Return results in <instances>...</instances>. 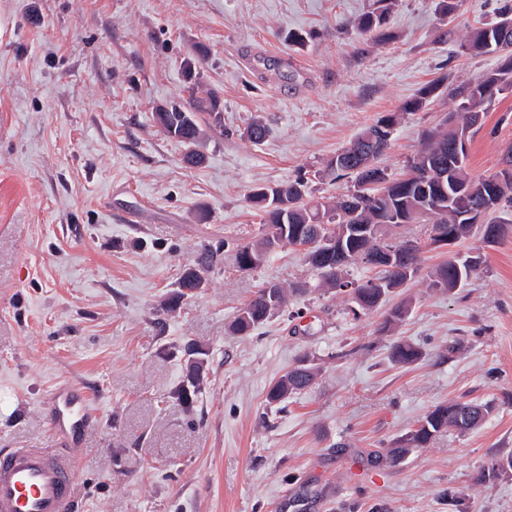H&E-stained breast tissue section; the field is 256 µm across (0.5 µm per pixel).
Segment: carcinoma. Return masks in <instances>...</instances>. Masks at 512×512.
Wrapping results in <instances>:
<instances>
[{
  "instance_id": "carcinoma-1",
  "label": "carcinoma",
  "mask_w": 512,
  "mask_h": 512,
  "mask_svg": "<svg viewBox=\"0 0 512 512\" xmlns=\"http://www.w3.org/2000/svg\"><path fill=\"white\" fill-rule=\"evenodd\" d=\"M395 0H378L379 7L360 16L356 27L360 33L372 35L378 42L392 40V34L383 29L385 14ZM502 32L498 23L483 25L472 30L460 44L465 52L476 55L497 54L501 63L487 71L480 79L470 82L455 92L460 98L458 111L451 112L445 127L425 135L421 148L408 159L406 172L393 177L376 165V160L389 148L392 131L400 113L414 112L423 102L433 97L440 88L439 82L424 86L419 95L406 102L402 112L379 117L366 127L349 145L326 163L324 173L333 181L353 183V190L337 201H319L308 192L307 177L299 174L287 182L260 185L249 193L250 206L260 217L261 237L248 243L235 245L234 259L240 271H252L260 264L252 261L259 253L265 255L284 245L302 248L306 263L317 276V282L301 281L288 288L277 289L273 296L269 288L259 289L254 297L241 306L230 329L236 335H248L262 325L275 312L288 306L289 297L295 293L316 292L323 288L336 290L347 297L348 313L357 319L371 313L382 304L390 293L414 277L421 260L420 248L407 245V241L388 243V229L418 222V216L433 219L430 235L451 227L462 240L473 233L485 236L487 225L465 224L460 215L477 212L485 205L490 212L512 208V172L501 169L489 176L473 178L466 171L467 152H457L453 144L457 135L472 139L474 122L472 113L485 112V106L501 91L512 89V56L500 54L499 38ZM197 86L189 88L192 103L185 108L179 103L156 113L158 123L166 127V134L191 147L206 136L197 115L207 117L210 127H223L224 103L214 92L204 97L196 96ZM269 126L260 121L251 123L243 136L254 144L263 142L269 135ZM435 170L445 173L444 182L430 176ZM229 241L203 248L197 265L210 270L221 261V251ZM395 249L399 253L400 267L409 270L404 277L397 270L383 266L380 253ZM470 255L450 257L439 265L431 285L453 291L458 288L457 277L468 278L485 264L480 261L468 264ZM376 270V275L359 281L349 280L348 268L355 263ZM409 312V304L392 309L381 323L380 332L388 333L401 323ZM422 357L421 349L400 341L391 348V359L402 366L411 365ZM318 368L305 356L295 367L281 375L269 388L267 402L281 405L288 397L310 387ZM200 391V384L180 381L173 391L186 409L193 404ZM490 401H449L433 406L418 425L398 439L388 450L393 461L402 459L412 448H424L435 436L444 431L465 434L478 427L492 413ZM507 470H512V454L493 459L476 477L486 483Z\"/></svg>"
}]
</instances>
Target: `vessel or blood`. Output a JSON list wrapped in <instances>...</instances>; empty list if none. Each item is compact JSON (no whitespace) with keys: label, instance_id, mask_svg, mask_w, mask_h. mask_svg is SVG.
Masks as SVG:
<instances>
[{"label":"vessel or blood","instance_id":"1","mask_svg":"<svg viewBox=\"0 0 512 512\" xmlns=\"http://www.w3.org/2000/svg\"><path fill=\"white\" fill-rule=\"evenodd\" d=\"M44 407L51 448H0V512H78L75 458L100 412L85 388L61 384Z\"/></svg>","mask_w":512,"mask_h":512}]
</instances>
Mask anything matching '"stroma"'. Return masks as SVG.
Here are the masks:
<instances>
[{
  "label": "stroma",
  "instance_id": "35a3bbf8",
  "mask_svg": "<svg viewBox=\"0 0 512 512\" xmlns=\"http://www.w3.org/2000/svg\"><path fill=\"white\" fill-rule=\"evenodd\" d=\"M501 2L459 0L446 16L439 0H396L395 40L381 45L355 27L376 0H0V448L53 447L41 400L76 382L102 415L77 454L81 512H512V471L474 481L512 453V234L460 243L484 249L486 266L448 292L431 285L450 250L429 245L428 223L394 229L424 253L391 335L378 331L383 310L355 320L321 291L232 334L263 284L309 278L288 245L250 272L226 251L203 288H177L202 244L259 238L252 187L302 172L313 197L344 194L326 161L442 81L395 128L381 164L402 172L455 111V88L497 66L460 41ZM289 30L306 44H288ZM190 58L200 90L224 100L197 167L155 119L186 99ZM257 119L272 130L260 144L240 135ZM511 148L509 89L471 140L470 176L500 170ZM399 339L421 348L417 364L392 362ZM188 340L210 369L190 411L169 397L183 372L170 349ZM304 355L319 367L313 387L269 407L270 385ZM459 398L495 409L389 463L397 438Z\"/></svg>",
  "mask_w": 512,
  "mask_h": 512
}]
</instances>
